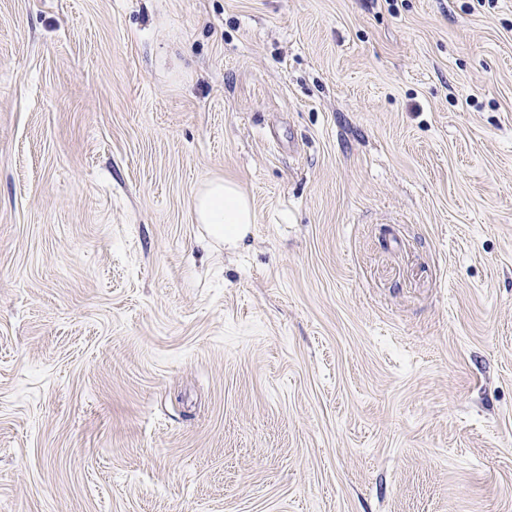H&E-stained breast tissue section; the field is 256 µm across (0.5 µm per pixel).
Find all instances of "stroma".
I'll list each match as a JSON object with an SVG mask.
<instances>
[{
	"label": "stroma",
	"mask_w": 512,
	"mask_h": 512,
	"mask_svg": "<svg viewBox=\"0 0 512 512\" xmlns=\"http://www.w3.org/2000/svg\"><path fill=\"white\" fill-rule=\"evenodd\" d=\"M0 512H512V0H0ZM198 223L208 224L216 237L238 242L256 222L252 201L232 180L212 179L205 183L195 201Z\"/></svg>",
	"instance_id": "obj_1"
}]
</instances>
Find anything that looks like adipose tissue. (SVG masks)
Returning a JSON list of instances; mask_svg holds the SVG:
<instances>
[{
  "instance_id": "obj_1",
  "label": "adipose tissue",
  "mask_w": 512,
  "mask_h": 512,
  "mask_svg": "<svg viewBox=\"0 0 512 512\" xmlns=\"http://www.w3.org/2000/svg\"><path fill=\"white\" fill-rule=\"evenodd\" d=\"M195 214L198 223L208 225L214 236L234 243L256 221L248 195L234 181L222 178L205 183L195 201Z\"/></svg>"
}]
</instances>
